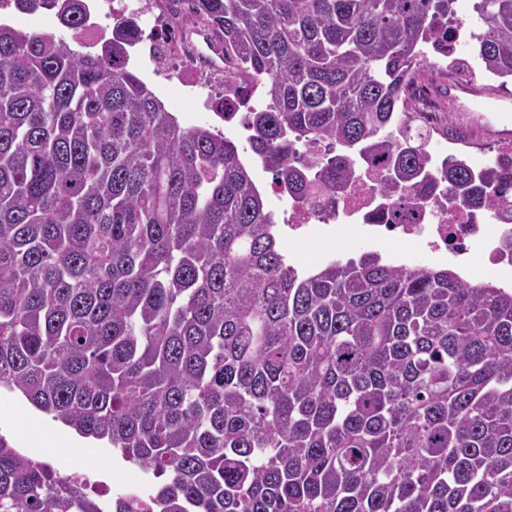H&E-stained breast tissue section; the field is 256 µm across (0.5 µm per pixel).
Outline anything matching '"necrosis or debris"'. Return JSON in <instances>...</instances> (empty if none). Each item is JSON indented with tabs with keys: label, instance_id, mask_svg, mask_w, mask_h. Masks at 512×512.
<instances>
[{
	"label": "necrosis or debris",
	"instance_id": "1",
	"mask_svg": "<svg viewBox=\"0 0 512 512\" xmlns=\"http://www.w3.org/2000/svg\"><path fill=\"white\" fill-rule=\"evenodd\" d=\"M167 13L171 25L165 52L175 62L169 72L171 83L187 88L221 79L225 72L223 44L211 30L187 25L174 2ZM382 177L381 170L359 167L350 187L332 205L337 228L364 231L381 244L405 242V249L396 256L408 266L421 258L463 260L483 246L488 275L512 268V222L507 221V212L497 199L474 208L438 196L425 200L409 223L389 224L383 218L386 204L379 192Z\"/></svg>",
	"mask_w": 512,
	"mask_h": 512
}]
</instances>
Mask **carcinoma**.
Instances as JSON below:
<instances>
[{
    "label": "carcinoma",
    "instance_id": "obj_1",
    "mask_svg": "<svg viewBox=\"0 0 512 512\" xmlns=\"http://www.w3.org/2000/svg\"><path fill=\"white\" fill-rule=\"evenodd\" d=\"M456 2L188 0L281 190L381 164L391 224L440 190L512 209V163L435 164L411 112ZM474 10L512 78V0ZM112 23L99 54L0 24V388L159 483L106 502L0 435V512H512V291L374 251L298 271L237 144L181 125L124 62L145 31Z\"/></svg>",
    "mask_w": 512,
    "mask_h": 512
}]
</instances>
